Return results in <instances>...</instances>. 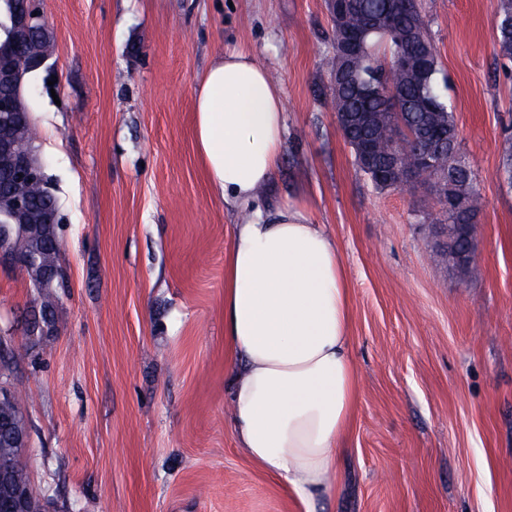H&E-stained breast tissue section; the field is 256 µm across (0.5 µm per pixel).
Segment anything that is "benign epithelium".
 Masks as SVG:
<instances>
[{
    "label": "benign epithelium",
    "mask_w": 512,
    "mask_h": 512,
    "mask_svg": "<svg viewBox=\"0 0 512 512\" xmlns=\"http://www.w3.org/2000/svg\"><path fill=\"white\" fill-rule=\"evenodd\" d=\"M5 28L7 39L0 46V262L21 268L36 287L53 286L61 280L62 270L44 253L57 238L59 214L48 204L35 213L31 190L43 177V164L36 150L20 136L19 127L30 119L24 93L26 76L45 66L47 54L32 53L17 61L14 51L30 44L32 38L49 33L45 15L31 0H9ZM448 255L464 264L476 255L474 248L459 249L456 232L447 229ZM52 322V309L39 305L28 321L27 335L44 334ZM21 452L29 450V425L26 415L0 416V441ZM0 512H46L34 495L31 483L13 482L10 470L0 464Z\"/></svg>",
    "instance_id": "benign-epithelium-1"
}]
</instances>
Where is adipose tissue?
Segmentation results:
<instances>
[{
  "instance_id": "obj_1",
  "label": "adipose tissue",
  "mask_w": 512,
  "mask_h": 512,
  "mask_svg": "<svg viewBox=\"0 0 512 512\" xmlns=\"http://www.w3.org/2000/svg\"><path fill=\"white\" fill-rule=\"evenodd\" d=\"M194 132L207 180L232 212L224 342L239 445L300 501L328 494L359 390L339 246L309 208L262 206L284 148L283 93L247 50L197 80Z\"/></svg>"
}]
</instances>
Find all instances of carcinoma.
Returning a JSON list of instances; mask_svg holds the SVG:
<instances>
[{
  "mask_svg": "<svg viewBox=\"0 0 512 512\" xmlns=\"http://www.w3.org/2000/svg\"><path fill=\"white\" fill-rule=\"evenodd\" d=\"M512 0H495L494 26L497 31L496 55L512 62ZM359 37V53L349 59L343 45L348 33ZM330 49L323 58L329 75L330 105L338 113H365V125L344 126V138L354 152L358 168L373 186L380 190H397L407 180L387 184L377 172L385 171L395 162L402 175L420 178L419 160L428 148V138L447 140L448 149L435 153L434 170L448 172L449 200H438V223L473 224L477 221L482 199L476 186V175L470 164L462 162L459 150V130L452 105L438 91V56L428 34L421 0H361L358 9L342 20H331ZM401 54L425 59L422 79L394 65ZM401 118L412 130L407 135L393 119ZM368 145L372 168L363 163L358 144ZM500 173L512 188V137L506 135L500 143ZM8 458L14 479L29 480L28 461L22 454L0 447V457Z\"/></svg>",
  "mask_w": 512,
  "mask_h": 512,
  "instance_id": "obj_1",
  "label": "carcinoma"
}]
</instances>
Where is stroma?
<instances>
[{
  "label": "stroma",
  "instance_id": "stroma-1",
  "mask_svg": "<svg viewBox=\"0 0 512 512\" xmlns=\"http://www.w3.org/2000/svg\"><path fill=\"white\" fill-rule=\"evenodd\" d=\"M424 6L484 203L465 273L426 184L379 191L355 165L321 66L325 0H40L53 70L26 89L67 286L31 341L36 292L0 266V336L52 512H512V189L499 176L512 63L495 55L494 0ZM232 48L283 89L263 200L312 210L350 288L355 415L331 492L309 506L242 452L230 420L236 218L207 182L193 105L199 74Z\"/></svg>",
  "mask_w": 512,
  "mask_h": 512
}]
</instances>
